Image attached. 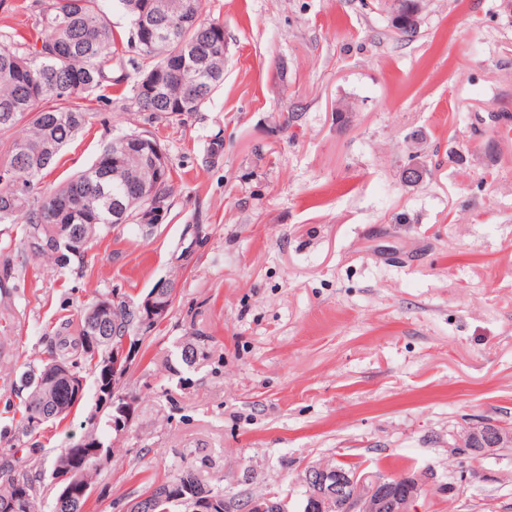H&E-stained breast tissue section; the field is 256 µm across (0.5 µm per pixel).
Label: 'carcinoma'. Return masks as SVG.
Here are the masks:
<instances>
[{
  "instance_id": "1",
  "label": "carcinoma",
  "mask_w": 512,
  "mask_h": 512,
  "mask_svg": "<svg viewBox=\"0 0 512 512\" xmlns=\"http://www.w3.org/2000/svg\"><path fill=\"white\" fill-rule=\"evenodd\" d=\"M114 1L130 22L128 46L136 54L132 63L137 73L132 103L138 111L181 114L184 86L197 84L202 91L191 111L198 112L224 83V24L204 15L203 0H160L161 21L147 41L139 34L142 0H51L35 17L34 41H19L1 31L0 136H5L8 147L0 156V224L19 225V241L14 252L0 261V297L19 292L32 259H51L62 269L74 262L83 264L87 250H68L66 237L79 235L91 246L115 226L112 211L120 205L127 209L128 223H136V188L151 187L156 181L150 165L130 161L135 148L122 141L128 136L123 132L106 139L86 169L58 186L37 189L43 172L97 117V108L87 103L90 95L129 78L126 73L115 74L121 56L108 15ZM157 75L163 78L158 93L142 96L141 83ZM95 305L93 301L84 308L77 325L62 323L47 360L28 365L21 374V386L28 390L23 434L35 432L47 420L66 418L80 404L71 398L64 399L61 407L33 400L36 391H44L55 364H67L83 378L87 366L98 370L116 358L124 337L134 345L145 339L138 306L121 301L115 311L97 320L91 315ZM91 336L102 337L95 349L89 344ZM207 347V336L194 334L180 346L182 363L194 366L207 357ZM103 429L114 430L111 412L89 415L84 441L63 448L48 470L38 461L20 478L0 466V512H37L45 476L60 486L71 482L56 469L63 453L78 465L80 448L103 445ZM105 461L104 457L87 460L82 480L93 484ZM201 485L197 469L186 466L172 480L145 488L143 494L150 493L151 498L132 499L133 512H190L180 495Z\"/></svg>"
}]
</instances>
